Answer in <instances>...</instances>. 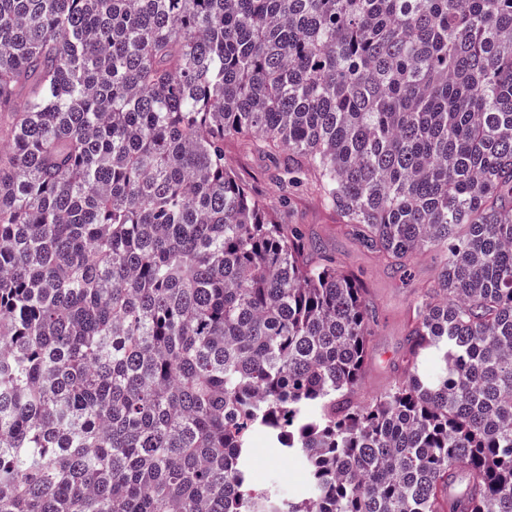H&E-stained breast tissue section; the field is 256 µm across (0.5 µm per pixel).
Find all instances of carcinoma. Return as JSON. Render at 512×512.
Wrapping results in <instances>:
<instances>
[{"mask_svg":"<svg viewBox=\"0 0 512 512\" xmlns=\"http://www.w3.org/2000/svg\"><path fill=\"white\" fill-rule=\"evenodd\" d=\"M301 184L439 256L368 402ZM0 512H512V0H0ZM224 157L226 162L261 195H279V188L275 178L269 170L270 163L245 149L239 142H226L224 144ZM279 456L277 449L271 448L263 436L253 437L251 462L257 488L267 491L271 497L280 501L289 497H307L308 483L302 460L288 457V460L279 461Z\"/></svg>","mask_w":512,"mask_h":512,"instance_id":"1","label":"carcinoma"}]
</instances>
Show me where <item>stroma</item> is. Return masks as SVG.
Returning a JSON list of instances; mask_svg holds the SVG:
<instances>
[{
    "instance_id": "stroma-1",
    "label": "stroma",
    "mask_w": 512,
    "mask_h": 512,
    "mask_svg": "<svg viewBox=\"0 0 512 512\" xmlns=\"http://www.w3.org/2000/svg\"><path fill=\"white\" fill-rule=\"evenodd\" d=\"M227 163L261 195H276L279 188L269 162L240 143L224 146ZM285 211L289 221L301 225L322 246L335 255L341 270L356 274L369 288V299L378 321L369 343L358 393L362 400L374 399L391 384L393 364L405 347L404 328L411 305L420 289L434 280L437 260L434 252L417 254L406 270H394L364 251L350 235L340 231L334 215L305 188H294ZM253 478L257 488L278 500L303 498L308 494L305 467L300 458L280 461L277 449L260 435L251 448Z\"/></svg>"
}]
</instances>
